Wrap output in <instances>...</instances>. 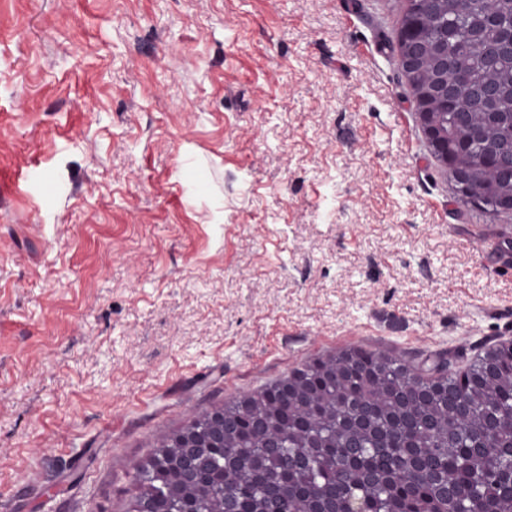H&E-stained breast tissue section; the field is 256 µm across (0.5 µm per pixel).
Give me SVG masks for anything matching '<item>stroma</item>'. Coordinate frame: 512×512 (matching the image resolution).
Wrapping results in <instances>:
<instances>
[{
	"label": "stroma",
	"instance_id": "35a3bbf8",
	"mask_svg": "<svg viewBox=\"0 0 512 512\" xmlns=\"http://www.w3.org/2000/svg\"><path fill=\"white\" fill-rule=\"evenodd\" d=\"M407 0H0V512H129L161 440L353 348L512 340V216L415 121Z\"/></svg>",
	"mask_w": 512,
	"mask_h": 512
}]
</instances>
